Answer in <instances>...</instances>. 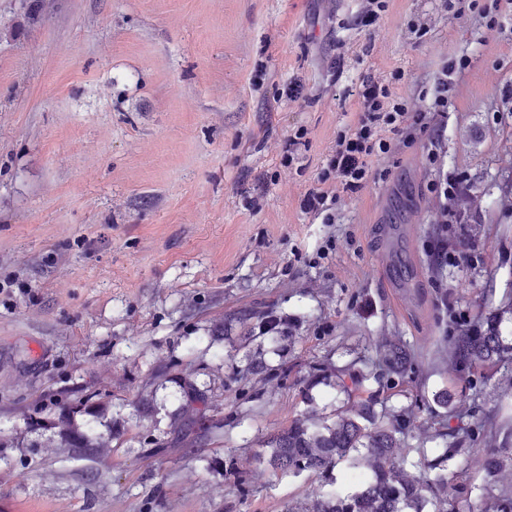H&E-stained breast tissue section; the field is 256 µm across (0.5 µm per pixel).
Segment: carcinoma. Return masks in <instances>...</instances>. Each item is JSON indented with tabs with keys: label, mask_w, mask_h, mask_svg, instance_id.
Masks as SVG:
<instances>
[{
	"label": "carcinoma",
	"mask_w": 512,
	"mask_h": 512,
	"mask_svg": "<svg viewBox=\"0 0 512 512\" xmlns=\"http://www.w3.org/2000/svg\"><path fill=\"white\" fill-rule=\"evenodd\" d=\"M237 319L254 322L261 337L277 344L286 335L279 321L269 311L244 307ZM502 319L490 314L477 325L463 330L450 341L448 357L452 364L472 377L493 372L512 364V338L504 336ZM416 357L411 346L400 339L375 347V359L368 372L335 370V385L352 394L374 379L378 387L367 396H356L352 403L336 411L330 421H322L312 412L291 420L287 427L271 435L255 453V461L266 469L288 477L304 474H326L346 464L367 474V479L353 493L319 485L312 490L315 500L306 512H448L459 501L466 508L457 512H473L468 492L456 482L450 466L461 453L463 442L471 433L452 430L442 448H405V437L415 428L413 413L382 406L380 392L391 390L416 374ZM288 378V367L271 369L260 358H251L243 377L267 376L270 372ZM98 397L94 391L81 396L76 405L62 410L55 421L63 425L74 416L80 417L77 428L59 436L62 447L81 449L95 454L112 443V422L94 411L80 409ZM182 407L175 419L176 429L188 439L201 433V422L207 412L218 407L216 400L193 383L181 387ZM466 389H442L423 403L429 417L448 418L456 414L457 404L465 401ZM482 470L494 476L505 465V459L494 450L479 455ZM480 512H512V493H494L486 486L482 492Z\"/></svg>",
	"instance_id": "cac0c4a2"
}]
</instances>
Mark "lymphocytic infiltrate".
Wrapping results in <instances>:
<instances>
[{"label":"lymphocytic infiltrate","instance_id":"obj_1","mask_svg":"<svg viewBox=\"0 0 512 512\" xmlns=\"http://www.w3.org/2000/svg\"><path fill=\"white\" fill-rule=\"evenodd\" d=\"M465 66L462 59L441 62L420 90L429 100L423 110L416 107L412 98L392 93L386 83L365 82L358 94L359 110L350 124L337 132L315 184L301 200L302 210L321 218L323 223H335L341 193L353 194L368 183L386 181L390 170L385 167V160L423 135L428 139L426 162L435 172L429 190L440 203L441 222L461 223L458 203L467 185L464 177L448 175L443 149L452 76Z\"/></svg>","mask_w":512,"mask_h":512}]
</instances>
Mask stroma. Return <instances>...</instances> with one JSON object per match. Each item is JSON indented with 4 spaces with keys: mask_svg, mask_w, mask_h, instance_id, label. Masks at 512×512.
I'll list each match as a JSON object with an SVG mask.
<instances>
[{
    "mask_svg": "<svg viewBox=\"0 0 512 512\" xmlns=\"http://www.w3.org/2000/svg\"><path fill=\"white\" fill-rule=\"evenodd\" d=\"M29 2L0 0V512H305L317 485L357 490L343 464L266 472L243 496L230 468L307 408L346 404L325 383L302 402L310 365L364 371L377 341L403 337L419 370L388 404L407 408L465 384L446 359L452 313L512 309V4L489 21L388 0L368 29L350 23L358 0H37L35 16ZM462 57L444 165L471 186L464 223L438 222L423 138L387 181L342 195L335 223L301 209L357 110L352 87L398 68L394 92L415 97ZM262 62L301 98L279 105L275 83L253 85ZM300 127L291 172L283 146ZM262 175V207L246 209ZM443 237L455 260L440 267ZM245 306L281 317L291 339L248 344L240 323L215 335ZM259 351L291 373L250 379L259 398L246 403L241 371ZM187 380L228 424L176 446ZM83 388L115 424L91 458L54 447L42 408ZM462 421L482 423L478 447L511 453L512 378L478 385Z\"/></svg>",
    "mask_w": 512,
    "mask_h": 512,
    "instance_id": "1",
    "label": "stroma"
}]
</instances>
